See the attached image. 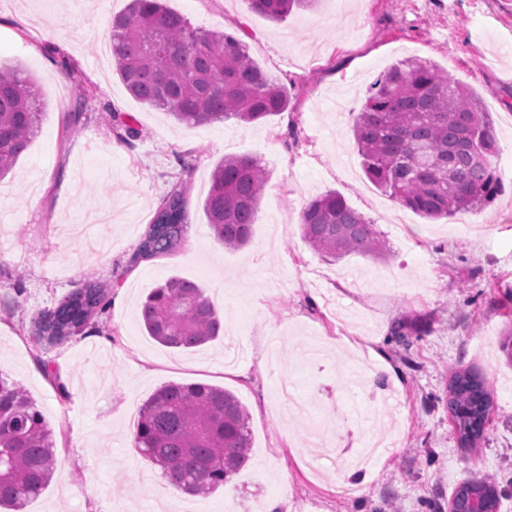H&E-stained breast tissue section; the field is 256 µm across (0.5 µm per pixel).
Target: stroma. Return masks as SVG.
<instances>
[{
  "mask_svg": "<svg viewBox=\"0 0 512 512\" xmlns=\"http://www.w3.org/2000/svg\"><path fill=\"white\" fill-rule=\"evenodd\" d=\"M128 3L0 0V68L33 73L44 105L38 134L0 181V374L27 390L57 452L50 484L24 512H151L172 496L132 438L143 403L171 382L224 388L250 415L246 467L210 496H172L181 512H266L274 500L279 512H447L472 478L495 482L499 512H512V366L498 351L512 326V0H314L280 22L249 0H166L192 27L244 26L251 57L288 91L287 111L265 121L196 128L137 101L115 72L105 46ZM408 56L467 85L494 120L504 189L465 236L390 205L363 172L352 126L368 87ZM80 82L91 97L72 133ZM126 122L140 135L124 142ZM227 156L268 172L239 250L214 238L202 210ZM176 185L190 222L182 248L130 266ZM330 190L374 223L388 256L309 249L300 212ZM88 277L112 300L101 331L39 349L35 313ZM173 277L203 288L223 336L190 351L147 336L140 304ZM461 369L486 377L496 405L470 448L446 407ZM284 379L333 447L351 454L373 434L394 451L361 472L333 459L309 470L312 425L280 406ZM346 481L358 492L342 499Z\"/></svg>",
  "mask_w": 512,
  "mask_h": 512,
  "instance_id": "obj_1",
  "label": "stroma"
}]
</instances>
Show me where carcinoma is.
<instances>
[{
    "mask_svg": "<svg viewBox=\"0 0 512 512\" xmlns=\"http://www.w3.org/2000/svg\"><path fill=\"white\" fill-rule=\"evenodd\" d=\"M313 0H250L252 9L281 21ZM110 49L129 93L194 128L235 119L254 123L288 109L287 91L265 76L247 44L233 33L191 28L162 0H130L112 21ZM42 103L33 78L20 68L0 70V178L15 168L39 131ZM366 176L394 201L426 219L479 214L500 193L499 144L493 119L473 92L434 62L400 59L369 88L353 125ZM268 181L261 162L226 157L211 177L203 212L229 249L247 245ZM302 237L325 259L388 252L373 222L327 191L300 214ZM189 226L184 192H167L138 244L131 265L170 256ZM108 293L85 279L58 304L35 317L36 336L60 343L99 324ZM143 327L159 344L189 350L216 340L224 321L196 283L171 278L152 289L141 308ZM448 417L462 447L483 437L494 412L486 379L470 369L454 373ZM250 417L230 391L206 384L168 383L144 403L134 447L161 466L169 483L208 496L249 461ZM56 464L54 432L25 389L0 375V512H21L50 482ZM482 493L478 512H499L496 484L471 479L453 495Z\"/></svg>",
    "mask_w": 512,
    "mask_h": 512,
    "instance_id": "obj_1",
    "label": "carcinoma"
}]
</instances>
